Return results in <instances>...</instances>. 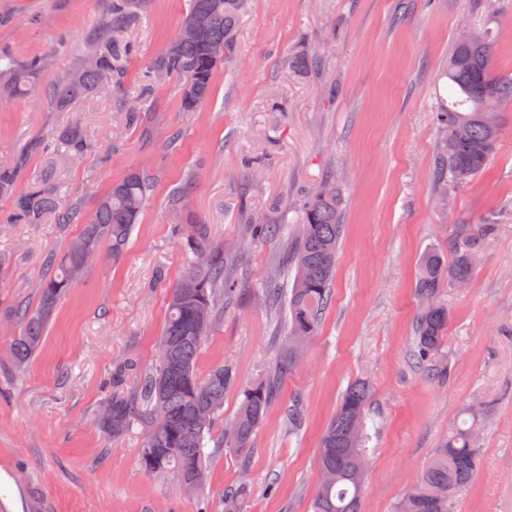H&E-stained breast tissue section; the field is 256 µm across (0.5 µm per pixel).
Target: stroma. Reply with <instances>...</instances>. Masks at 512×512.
Masks as SVG:
<instances>
[{"instance_id":"35a3bbf8","label":"stroma","mask_w":512,"mask_h":512,"mask_svg":"<svg viewBox=\"0 0 512 512\" xmlns=\"http://www.w3.org/2000/svg\"><path fill=\"white\" fill-rule=\"evenodd\" d=\"M250 0L237 31L236 63L217 69L208 100L183 111L176 82L149 96L142 125H127L105 94L67 110L47 90L87 50L104 17L102 0H0V53L46 59L40 85L0 96V167L17 169L18 189L47 180L58 208L92 216L113 183L131 172L153 180L139 224L120 255L102 247L57 307L41 352L21 371L9 343L17 307L37 303L48 255L76 236L56 214L40 224H1L0 512H224V495L247 482L241 512H310L323 431L347 386L367 379L368 476L362 512H395L434 450L475 427L478 469L449 512H512V100L496 104L498 152L471 184L433 181L440 137L431 114L451 91L440 73L455 39L489 18L494 71L512 78V0ZM187 0H152L127 34L137 55L125 90L177 35ZM320 54V70L286 67L287 56ZM80 128L83 157L64 144L36 145ZM177 142H170V135ZM345 189V235L332 302L302 361L280 384L251 448L207 446L202 495L174 474L151 475L138 461L139 433L112 439L98 414L112 396L113 366L151 367L167 295L184 271L173 227L209 225L238 270L226 305L199 355V373L223 365L236 384L224 397L231 421L242 387L264 379L280 356L284 329L269 315V280L288 287L286 256L298 204L329 178ZM190 192L180 210L168 199ZM489 217L497 235L479 253L470 283L444 291L448 337L435 354L447 367L427 378L415 357L420 301L414 285L424 253L445 248L452 224ZM278 225L254 240L256 220ZM300 405L299 430L288 410Z\"/></svg>"}]
</instances>
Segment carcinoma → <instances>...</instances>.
Instances as JSON below:
<instances>
[{
	"label": "carcinoma",
	"mask_w": 512,
	"mask_h": 512,
	"mask_svg": "<svg viewBox=\"0 0 512 512\" xmlns=\"http://www.w3.org/2000/svg\"><path fill=\"white\" fill-rule=\"evenodd\" d=\"M105 18L91 39L96 54L92 64L81 61L64 80L49 88V104L59 111L73 102L108 88L126 123L136 124L145 112L146 96L162 80H178L182 109L193 111L207 100L217 68L235 57L236 31L249 0H189L182 26L196 17L206 20L195 37L178 35L140 72L143 93L122 92L128 60L136 54L133 43L120 34L135 26L150 0H103ZM467 43L455 42L444 77L456 90V99L440 107L433 120L441 132L434 151L435 180L442 188L452 182L464 186L485 168L501 140L495 104L512 99V78L493 73L494 36L488 28L472 26ZM0 88L16 93L41 80L45 61L33 58L19 65L1 56ZM57 139L69 151L82 155L89 143L76 127L61 131ZM18 172L0 168V195L11 199L9 224H40L57 211L58 186L38 184L15 190ZM153 183L131 172L112 185L86 220L74 206L58 215L61 224H80L81 232L64 249L48 257L51 274L36 285L38 302L18 309L20 330L10 340L13 365L25 368L40 350L49 320L58 304L89 266L88 259L108 243L120 252L139 222ZM343 197L339 183L329 180L299 205L295 239V276L286 299L272 282L265 293L268 309L276 313L286 305L288 332L280 358L261 382L242 390L236 416L224 429L223 444L243 450L250 447L282 379L297 364V354L317 334L332 300V281L344 235ZM499 225L455 224L448 236V254L432 251L422 260L415 293L422 303L415 325L416 360L426 376H436L430 359L441 347L448 329V308L435 302L445 288H460L473 276L476 258ZM178 235L185 256V274L171 286L167 315L159 336L154 365L139 374L133 390L112 395L100 413L104 431L121 438L134 430L142 437L140 467L148 474L176 475L188 494L203 492L207 438L223 413L224 395L236 383L233 371L217 366L201 375L197 362L204 342L224 305L236 296L224 244L212 240L207 224H180ZM370 384L356 380L345 390L321 439L318 463L327 471L315 487L312 512H360L368 474L366 409ZM478 461L472 430L461 429L436 449L417 481L396 505V512H448L449 498L472 479ZM248 485L224 496V512H241Z\"/></svg>",
	"instance_id": "obj_1"
}]
</instances>
